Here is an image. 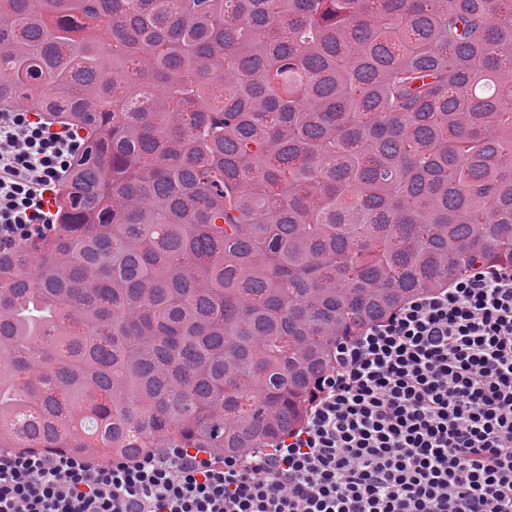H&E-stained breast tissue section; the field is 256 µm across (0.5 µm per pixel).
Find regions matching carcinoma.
Listing matches in <instances>:
<instances>
[{"mask_svg": "<svg viewBox=\"0 0 512 512\" xmlns=\"http://www.w3.org/2000/svg\"><path fill=\"white\" fill-rule=\"evenodd\" d=\"M16 98L85 144L0 251V448H264L337 339L512 266V0H0Z\"/></svg>", "mask_w": 512, "mask_h": 512, "instance_id": "cac0c4a2", "label": "carcinoma"}]
</instances>
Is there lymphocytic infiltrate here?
<instances>
[{"label":"lymphocytic infiltrate","instance_id":"1","mask_svg":"<svg viewBox=\"0 0 512 512\" xmlns=\"http://www.w3.org/2000/svg\"><path fill=\"white\" fill-rule=\"evenodd\" d=\"M79 147L0 108V250L50 230ZM335 359L302 423L246 454L0 448V512H512V267L413 296Z\"/></svg>","mask_w":512,"mask_h":512}]
</instances>
